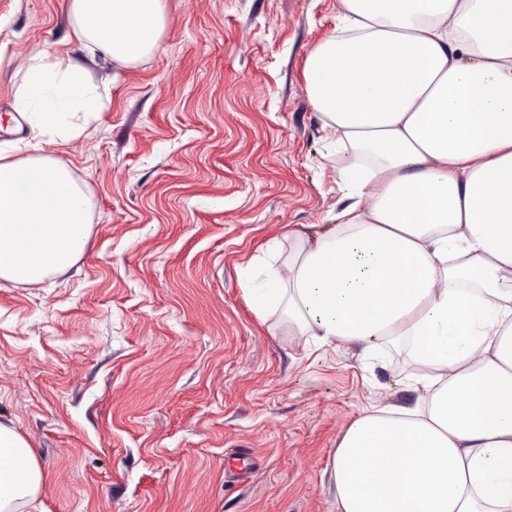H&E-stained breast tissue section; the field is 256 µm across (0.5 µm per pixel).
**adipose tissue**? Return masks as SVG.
I'll return each instance as SVG.
<instances>
[{
	"label": "adipose tissue",
	"instance_id": "1",
	"mask_svg": "<svg viewBox=\"0 0 512 512\" xmlns=\"http://www.w3.org/2000/svg\"><path fill=\"white\" fill-rule=\"evenodd\" d=\"M90 53L134 67L158 49L165 0H68ZM307 96L350 160L331 230L289 231L245 298L322 346L409 349L413 406L362 411L336 442V512H512V0H339L305 59ZM104 106L71 59L40 51L14 102L67 140ZM89 198L61 159L0 148V282L65 271ZM44 485L0 422V512Z\"/></svg>",
	"mask_w": 512,
	"mask_h": 512
}]
</instances>
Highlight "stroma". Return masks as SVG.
<instances>
[{"label": "stroma", "mask_w": 512, "mask_h": 512, "mask_svg": "<svg viewBox=\"0 0 512 512\" xmlns=\"http://www.w3.org/2000/svg\"><path fill=\"white\" fill-rule=\"evenodd\" d=\"M337 0H167L145 63L91 59L66 0H0V114L37 51L70 58L106 105L77 138L0 128L63 159L90 193L66 271L0 288V421L34 449L36 512H336V442L369 405H410L403 353L368 365L259 319L243 270L341 203L303 64ZM249 478L224 486V451Z\"/></svg>", "instance_id": "35a3bbf8"}]
</instances>
